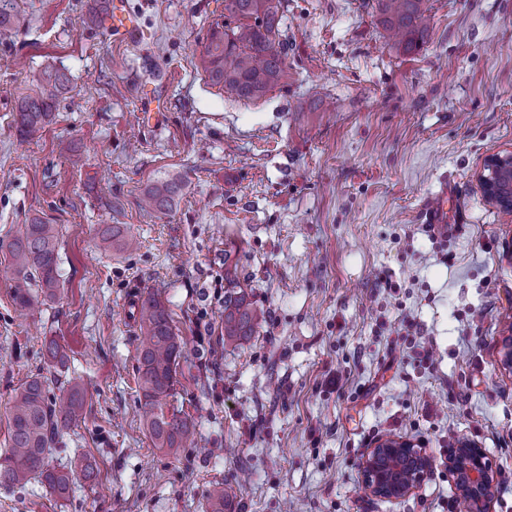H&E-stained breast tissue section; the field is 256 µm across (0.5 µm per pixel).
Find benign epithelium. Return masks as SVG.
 <instances>
[{
	"instance_id": "1",
	"label": "benign epithelium",
	"mask_w": 512,
	"mask_h": 512,
	"mask_svg": "<svg viewBox=\"0 0 512 512\" xmlns=\"http://www.w3.org/2000/svg\"><path fill=\"white\" fill-rule=\"evenodd\" d=\"M506 172H512V151L490 156L478 181L491 204L504 212H512V185L507 188L501 185V176ZM432 463L430 456L409 440H381L362 458L365 488L375 497L390 501L403 499L420 487ZM446 467L465 512H490L496 478L485 449L462 438L448 454Z\"/></svg>"
}]
</instances>
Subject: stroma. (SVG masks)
Here are the masks:
<instances>
[{
  "label": "stroma",
  "instance_id": "1",
  "mask_svg": "<svg viewBox=\"0 0 512 512\" xmlns=\"http://www.w3.org/2000/svg\"><path fill=\"white\" fill-rule=\"evenodd\" d=\"M126 2L130 37L101 28L106 0H18L29 25L0 44V240L35 216L61 229V289L34 311L16 309L0 251V452L9 401L47 372L53 340L87 404L48 465L99 470L74 471L65 500L37 481L0 488V512H209L216 480L232 512H461L444 464L461 438L488 452L492 512H512V215L477 182L512 150V0H428L411 55L375 0H282L288 78L251 100L199 65L223 0ZM44 67L69 88L24 141L12 115ZM168 178L172 209L143 211ZM443 191L450 230L434 235L425 213ZM103 224L138 250L105 247ZM228 261L267 318L227 346ZM149 295L183 342L167 406L195 442L175 455L139 412L134 303ZM392 436L433 459L397 501L371 496L360 467Z\"/></svg>",
  "mask_w": 512,
  "mask_h": 512
}]
</instances>
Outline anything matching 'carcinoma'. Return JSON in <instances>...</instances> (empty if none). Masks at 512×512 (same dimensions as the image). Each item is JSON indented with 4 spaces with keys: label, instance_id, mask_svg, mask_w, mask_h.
<instances>
[{
    "label": "carcinoma",
    "instance_id": "1",
    "mask_svg": "<svg viewBox=\"0 0 512 512\" xmlns=\"http://www.w3.org/2000/svg\"><path fill=\"white\" fill-rule=\"evenodd\" d=\"M380 24L401 36L405 54L419 52L427 43V0H377ZM281 0H224V19L209 31L202 51V67L209 81L240 99H256L286 78L288 45L279 40ZM27 26L26 15L15 0H0V42H10ZM70 82L59 69L33 70L29 83L34 94L22 97L13 113L19 137L31 140L54 116L59 98ZM178 182L158 181L143 193L142 208L165 213L172 207ZM101 241L122 250H135L134 236L112 224L98 231ZM12 259V300L21 309L54 300L60 290L58 231L40 217L29 219L6 244ZM224 343L253 335L265 319L254 308L247 292L232 272L224 277ZM138 320L148 336L140 350L137 381L142 391L143 419L157 447L178 451L193 434V426L181 412L165 411L167 398L176 382L181 342L176 336L165 305L154 296L141 300ZM51 368L65 367L67 355L54 342L46 348ZM56 378L41 373L15 390L9 407L8 445L0 453V486L44 483L59 499L69 497L70 472L48 468L46 459L56 437L83 418L85 392L81 385L69 386L62 397H50ZM210 512H226L231 504L224 497V482L210 484L207 493Z\"/></svg>",
    "mask_w": 512,
    "mask_h": 512
}]
</instances>
